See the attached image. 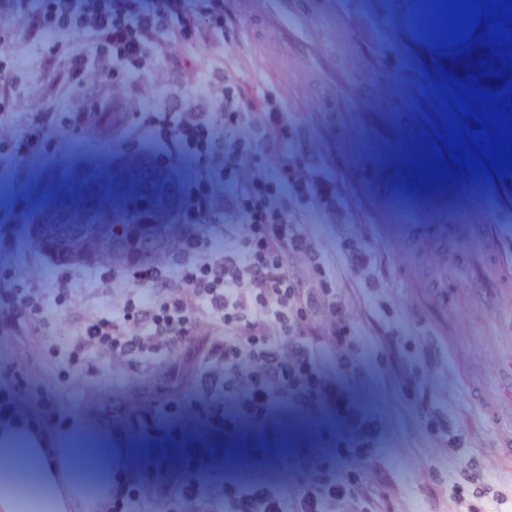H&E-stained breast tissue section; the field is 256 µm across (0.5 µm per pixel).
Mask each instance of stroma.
Listing matches in <instances>:
<instances>
[{
    "label": "stroma",
    "mask_w": 512,
    "mask_h": 512,
    "mask_svg": "<svg viewBox=\"0 0 512 512\" xmlns=\"http://www.w3.org/2000/svg\"><path fill=\"white\" fill-rule=\"evenodd\" d=\"M415 11L414 0H229L224 26L227 73L259 81L296 124L287 180L311 188L298 221L324 249L349 225L381 263V286L370 291L343 269L286 261L300 288L333 289L359 329L353 353L325 355L307 378L277 383L210 390L179 377L140 387L117 378L86 391L55 381L43 347L0 353V396L46 446L82 436L93 419L106 426L121 474L136 466L129 439L161 450L165 469L140 478L143 496L250 499L353 475L368 512H487L488 498L464 480L471 465L493 476L492 493L512 512V458L497 453L512 445V419L490 416L503 400L493 378L512 357V177L418 178L420 148L440 142L447 64L390 33L395 17ZM37 162L50 206L35 215L12 199L0 224V265L17 287L44 282L22 263L31 246L52 254L61 241L108 255L146 234L171 238L224 215L243 180L232 160L200 159L165 138L117 142L92 127L30 150L0 170V183H25ZM402 185L414 191L405 208L394 201ZM437 409L457 447L427 430ZM174 430L223 444L222 467L184 465L167 444ZM245 436L258 449L244 456L235 443ZM289 437L298 446L287 451Z\"/></svg>",
    "instance_id": "stroma-1"
}]
</instances>
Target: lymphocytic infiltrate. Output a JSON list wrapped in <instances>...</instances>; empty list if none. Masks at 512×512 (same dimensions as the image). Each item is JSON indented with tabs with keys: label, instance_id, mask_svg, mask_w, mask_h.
<instances>
[{
	"label": "lymphocytic infiltrate",
	"instance_id": "lymphocytic-infiltrate-1",
	"mask_svg": "<svg viewBox=\"0 0 512 512\" xmlns=\"http://www.w3.org/2000/svg\"><path fill=\"white\" fill-rule=\"evenodd\" d=\"M225 0H45L33 10L11 0L0 21V157L21 155L64 131L102 117L116 141L173 134L178 147L200 157H224L261 172L287 166L280 148L294 128L282 106L256 84L225 81L224 55L200 67L192 45L224 41ZM156 73L152 94L138 80ZM299 193L249 180L237 195L235 221L245 238L228 237L209 257L197 225L152 251L95 258L62 256L53 290L15 288L0 299V327L13 352H25L52 296L90 287L125 292L120 306L92 312L67 337L69 368L92 379L106 369L198 377L221 387L242 365L255 377L282 380L312 368L321 347L337 355L354 347L355 325L333 298L302 291L287 274L284 255L315 268L327 258L295 219ZM331 315L321 331L310 315ZM362 495L347 482L306 484L289 496L246 504L231 497H142L135 485L113 494L111 512H362Z\"/></svg>",
	"mask_w": 512,
	"mask_h": 512
}]
</instances>
